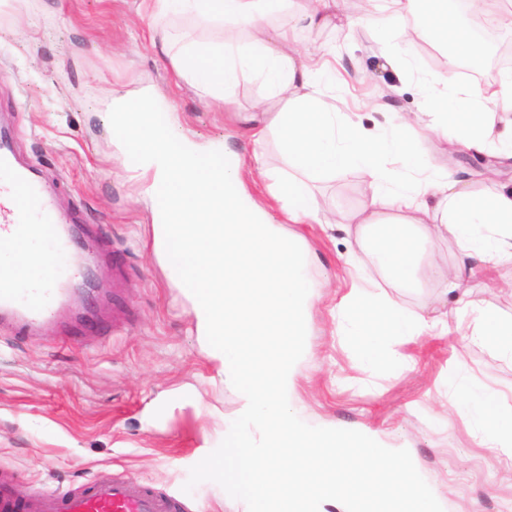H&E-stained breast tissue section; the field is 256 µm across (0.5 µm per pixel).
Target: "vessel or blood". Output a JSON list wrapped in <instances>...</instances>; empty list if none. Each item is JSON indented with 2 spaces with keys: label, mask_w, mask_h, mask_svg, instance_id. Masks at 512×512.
<instances>
[{
  "label": "vessel or blood",
  "mask_w": 512,
  "mask_h": 512,
  "mask_svg": "<svg viewBox=\"0 0 512 512\" xmlns=\"http://www.w3.org/2000/svg\"><path fill=\"white\" fill-rule=\"evenodd\" d=\"M52 244L44 272L29 273L36 242ZM110 254L90 225L61 212L55 192L19 161L14 135L0 128V263L9 271L0 281V330L31 338L67 327L84 310L82 287ZM171 497L140 483L102 476L78 492L49 493L36 502L19 500L9 481L0 480V512H176Z\"/></svg>",
  "instance_id": "vessel-or-blood-1"
}]
</instances>
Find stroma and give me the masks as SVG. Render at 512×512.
<instances>
[{"mask_svg":"<svg viewBox=\"0 0 512 512\" xmlns=\"http://www.w3.org/2000/svg\"><path fill=\"white\" fill-rule=\"evenodd\" d=\"M365 2L340 0L336 24L301 29L297 48L336 55L337 105L378 130L387 115L419 110L426 84L447 75L448 53L422 36L402 47L414 71L392 70L374 32L345 23ZM465 22L483 33L487 52L477 68L484 84L494 83L496 72L512 68V27L496 20L487 28L470 16ZM232 29L190 14L153 13L143 0H10L0 9V70L10 74L0 81V114L11 118L18 152L53 186L59 208L80 211L110 243L125 288L116 299L125 322L120 333L89 321L64 342L0 336V477L22 499L122 474L201 512H244L217 483L183 490L204 440H217L220 417L234 412L237 397L210 380L193 306L153 247L147 181L127 170L109 122L111 97L146 88L177 109L198 143L249 159L252 128L267 105L261 85L241 78L230 92L233 111H224L177 82L171 58L152 41L157 31L180 44L215 41ZM405 136L425 175L448 173L484 191L512 185L511 158L484 150L449 155L422 123ZM309 186L333 221L329 228L287 226L311 257L309 352L297 366L295 389L311 425L367 430L411 450L444 512H512V467L476 445L462 404L467 392L488 386L501 393L503 410L512 409V358L472 341L456 313L462 301L512 317V267L467 265L466 293L456 298L437 272L457 263L456 244L433 236L421 243L416 287H396L366 250L350 249L344 230L365 202L366 174L353 169ZM359 273L409 313L446 311L447 335L421 337L403 346L401 359L367 367L333 313ZM185 384L198 390L199 405L156 411L162 395Z\"/></svg>","mask_w":512,"mask_h":512,"instance_id":"1","label":"stroma"}]
</instances>
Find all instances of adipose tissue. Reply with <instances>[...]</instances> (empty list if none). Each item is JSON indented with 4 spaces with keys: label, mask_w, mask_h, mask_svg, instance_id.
Returning a JSON list of instances; mask_svg holds the SVG:
<instances>
[{
    "label": "adipose tissue",
    "mask_w": 512,
    "mask_h": 512,
    "mask_svg": "<svg viewBox=\"0 0 512 512\" xmlns=\"http://www.w3.org/2000/svg\"><path fill=\"white\" fill-rule=\"evenodd\" d=\"M155 11L178 10L214 23L235 21L245 27L248 41L189 42L173 48L169 35L159 38L162 53L173 56L178 79L201 86L220 104L240 78L259 82L271 101L263 111V126L254 134L251 174L271 179L272 196L289 223L321 224L325 218L305 180H323L339 171L359 169L369 176V194L362 209L350 217L356 239L370 242L378 262L395 285H412L411 273L420 254L415 231L452 238L459 264L442 269L448 292L464 287L461 268L472 261L512 263V188L480 193L462 180L446 175L416 180L408 186L394 181L385 163L403 159L406 168L421 162L403 136L401 123H389L383 133L365 129L340 112L326 87L336 79L329 65L294 48L298 24L329 25L338 0H151ZM356 25L376 29L380 40L398 44L426 35L450 51L451 59H478L482 43L463 24L462 14L495 9L512 19V0H368ZM290 21L272 25L269 15L280 8ZM422 111L433 114V130L450 146L491 147L512 158V124L496 130L494 115L512 112V68L488 87L459 85L455 75L428 86ZM275 132L287 160L299 176H272L264 162L268 132ZM336 320L351 346L370 363L396 360L401 347L432 333L447 335L439 317L405 312L372 291L369 282L353 286L336 307ZM475 341L512 356V319L480 311L473 320ZM473 436L482 447L512 459V412L501 410V397L482 388L466 398Z\"/></svg>",
    "instance_id": "obj_1"
}]
</instances>
